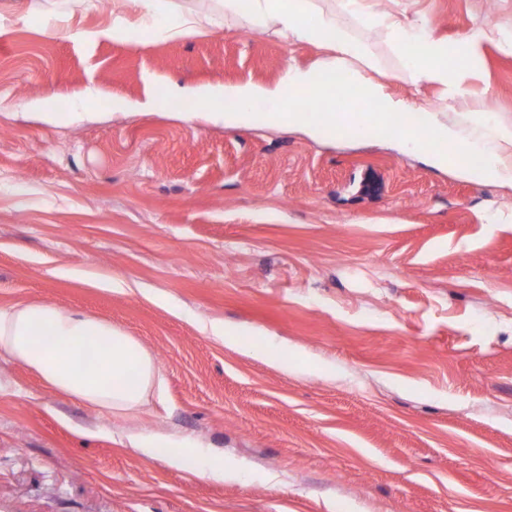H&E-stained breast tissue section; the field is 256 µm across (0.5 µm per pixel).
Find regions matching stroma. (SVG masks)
<instances>
[{"mask_svg":"<svg viewBox=\"0 0 512 512\" xmlns=\"http://www.w3.org/2000/svg\"><path fill=\"white\" fill-rule=\"evenodd\" d=\"M175 4L208 31L116 40L111 7L0 0V306L111 323L163 379L112 416L0 356V512H512V185L389 141L187 117L171 85L272 87L324 51L221 0ZM317 5L393 95L446 105L387 29ZM369 6L451 44L491 21L466 83L512 122V0ZM80 102L95 119L41 116ZM132 434L190 440L243 476L173 468Z\"/></svg>","mask_w":512,"mask_h":512,"instance_id":"1","label":"stroma"}]
</instances>
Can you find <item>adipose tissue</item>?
Here are the masks:
<instances>
[{"instance_id":"ef3b65f1","label":"adipose tissue","mask_w":512,"mask_h":512,"mask_svg":"<svg viewBox=\"0 0 512 512\" xmlns=\"http://www.w3.org/2000/svg\"><path fill=\"white\" fill-rule=\"evenodd\" d=\"M130 2L139 11L142 29L171 38L204 32L200 20L192 16L166 25L172 0ZM249 16L281 40L315 44L327 55L314 69L289 67L272 89L250 83L182 89V96L213 105V118L231 126L258 119L309 123L323 135L336 137L345 135L355 103L369 101L383 118L399 120L394 138L426 155L433 166H456L466 177L486 183H512V124L480 117L467 105L470 91L465 76L481 41L493 32L489 23H481L471 36L450 46L423 31L385 20L392 48L412 83L447 87L448 109L443 112L391 94L375 76L376 61L315 0H250ZM261 98L276 100V107L257 114L255 103ZM310 110L318 112L317 122L308 121ZM0 355L27 366L53 388L111 414L138 410L162 384L150 354L133 337L82 313L40 303L0 307ZM144 453L165 457L169 464L188 467L203 477L221 481L238 477L237 469L223 458L188 442L168 451L150 446Z\"/></svg>"}]
</instances>
